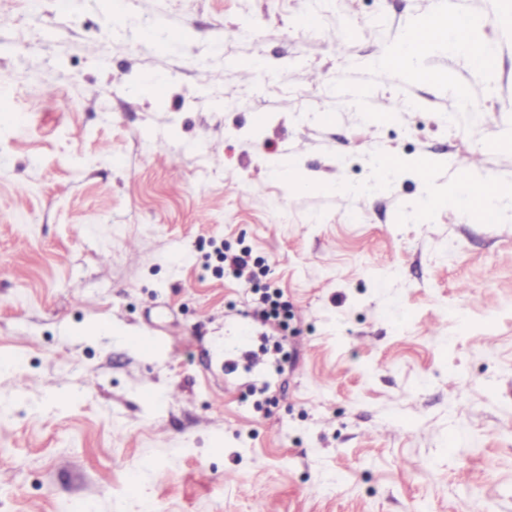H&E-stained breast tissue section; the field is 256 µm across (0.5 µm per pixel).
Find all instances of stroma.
I'll return each mask as SVG.
<instances>
[{
    "mask_svg": "<svg viewBox=\"0 0 512 512\" xmlns=\"http://www.w3.org/2000/svg\"><path fill=\"white\" fill-rule=\"evenodd\" d=\"M451 12L490 73L439 45L386 72ZM1 14L0 512H512V212H414L462 155L512 187V0ZM385 153L397 174L355 196ZM222 250L289 329L253 322ZM239 323L266 386L216 358ZM274 170L278 175L283 174L287 176L288 182L292 187L303 189L306 191L320 189V186L308 181L290 160H279Z\"/></svg>",
    "mask_w": 512,
    "mask_h": 512,
    "instance_id": "stroma-1",
    "label": "stroma"
}]
</instances>
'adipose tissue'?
I'll return each mask as SVG.
<instances>
[{
    "instance_id": "obj_1",
    "label": "adipose tissue",
    "mask_w": 512,
    "mask_h": 512,
    "mask_svg": "<svg viewBox=\"0 0 512 512\" xmlns=\"http://www.w3.org/2000/svg\"><path fill=\"white\" fill-rule=\"evenodd\" d=\"M473 28L474 23L469 18H428L410 31L399 50L388 58L387 63L394 67H410L420 53L439 42L448 43L450 50L473 54L479 48L473 38ZM505 198L512 200L511 188L492 189L488 187L486 180L463 174L459 176L456 186L448 191H425L419 197L416 207L430 210L452 203L475 214L484 211L494 214Z\"/></svg>"
}]
</instances>
